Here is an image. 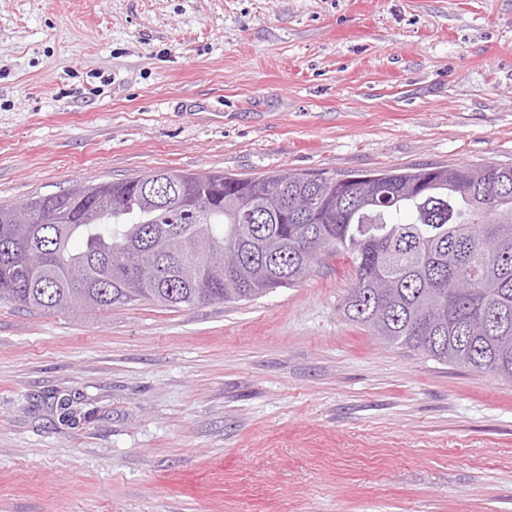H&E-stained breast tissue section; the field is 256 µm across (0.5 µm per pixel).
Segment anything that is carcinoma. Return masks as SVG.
Wrapping results in <instances>:
<instances>
[{"label":"carcinoma","mask_w":512,"mask_h":512,"mask_svg":"<svg viewBox=\"0 0 512 512\" xmlns=\"http://www.w3.org/2000/svg\"><path fill=\"white\" fill-rule=\"evenodd\" d=\"M0 204V303L55 313L135 301L251 302L346 252L341 308L390 346L512 382V165L240 178L154 170ZM37 250L41 264L29 265ZM128 252L130 266L112 267ZM239 256L230 272L210 259Z\"/></svg>","instance_id":"1"}]
</instances>
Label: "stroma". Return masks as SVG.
I'll return each instance as SVG.
<instances>
[{"label":"stroma","mask_w":512,"mask_h":512,"mask_svg":"<svg viewBox=\"0 0 512 512\" xmlns=\"http://www.w3.org/2000/svg\"><path fill=\"white\" fill-rule=\"evenodd\" d=\"M512 164V0H0V201ZM254 302L0 304V512H512V383Z\"/></svg>","instance_id":"1"}]
</instances>
